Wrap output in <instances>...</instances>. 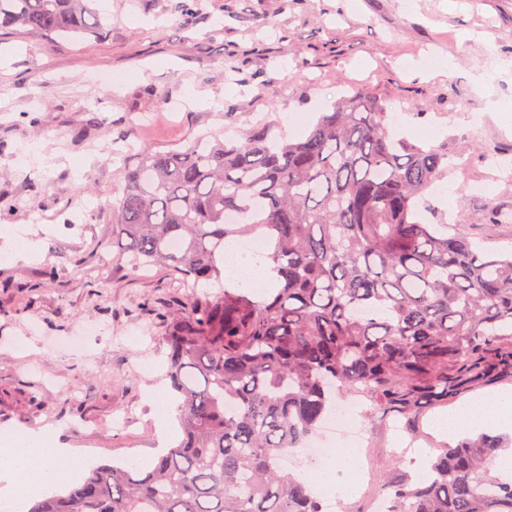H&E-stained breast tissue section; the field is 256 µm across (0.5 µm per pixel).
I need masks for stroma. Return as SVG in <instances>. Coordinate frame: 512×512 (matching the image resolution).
I'll use <instances>...</instances> for the list:
<instances>
[{
  "label": "stroma",
  "instance_id": "obj_1",
  "mask_svg": "<svg viewBox=\"0 0 512 512\" xmlns=\"http://www.w3.org/2000/svg\"><path fill=\"white\" fill-rule=\"evenodd\" d=\"M181 5L97 0L108 24L75 41L0 32V204L38 247L0 257V437L43 428L96 449L95 463L145 467L162 447L158 403L173 395L138 363L164 369L146 306L173 313L179 298L165 267H134L112 245L140 148L241 140L260 121L298 137L366 88L396 109L402 136L447 150L454 168L429 196L439 219L482 249H512V0H201L189 17ZM79 326L83 346L60 345ZM125 411L130 425L116 426ZM358 425L376 468L418 475L386 430Z\"/></svg>",
  "mask_w": 512,
  "mask_h": 512
}]
</instances>
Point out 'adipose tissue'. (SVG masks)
<instances>
[{
    "instance_id": "ef3b65f1",
    "label": "adipose tissue",
    "mask_w": 512,
    "mask_h": 512,
    "mask_svg": "<svg viewBox=\"0 0 512 512\" xmlns=\"http://www.w3.org/2000/svg\"><path fill=\"white\" fill-rule=\"evenodd\" d=\"M512 431V396H496L476 404L441 425L447 437L467 431ZM77 469L68 449L56 437L30 432L21 440L0 448V494L23 501L73 478Z\"/></svg>"
}]
</instances>
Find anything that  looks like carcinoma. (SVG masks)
Returning a JSON list of instances; mask_svg holds the SVG:
<instances>
[{
    "label": "carcinoma",
    "mask_w": 512,
    "mask_h": 512,
    "mask_svg": "<svg viewBox=\"0 0 512 512\" xmlns=\"http://www.w3.org/2000/svg\"><path fill=\"white\" fill-rule=\"evenodd\" d=\"M94 3L0 0V31L78 35L101 25ZM202 137L140 150L112 205L130 261L192 289L163 336L182 438L148 470L99 465L26 512H322L280 454L336 399L363 397L374 423L414 433L461 389L512 375V250L424 221L448 154L399 136L373 92L341 96L297 138L265 125ZM255 234L278 285L262 298L225 278V245ZM507 451L444 442L426 476H385L378 493L391 512H512V479L495 473Z\"/></svg>",
    "instance_id": "carcinoma-1"
}]
</instances>
